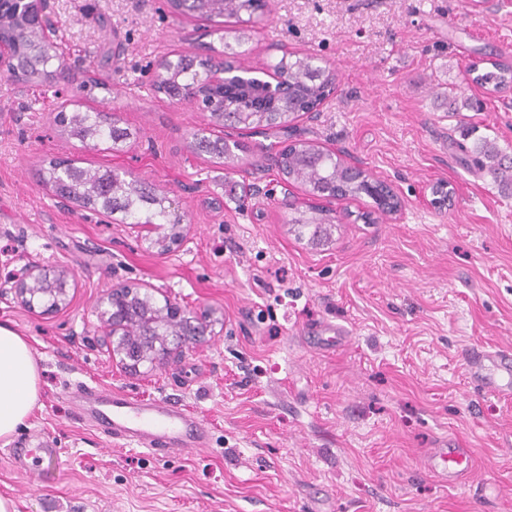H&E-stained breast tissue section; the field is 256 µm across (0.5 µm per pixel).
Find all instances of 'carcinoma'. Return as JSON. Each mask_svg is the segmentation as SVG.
Masks as SVG:
<instances>
[{
  "instance_id": "carcinoma-1",
  "label": "carcinoma",
  "mask_w": 512,
  "mask_h": 512,
  "mask_svg": "<svg viewBox=\"0 0 512 512\" xmlns=\"http://www.w3.org/2000/svg\"><path fill=\"white\" fill-rule=\"evenodd\" d=\"M174 13L191 7L196 16L216 25L224 24L227 18H259L264 14L267 0H168ZM19 38L21 51L12 56V66L26 70L33 83H46L56 75L52 62L61 58L47 41L45 33L28 23L23 12L18 10L16 0H0V39ZM214 63L212 57L187 59L179 57L167 63L162 83L153 87L156 93L180 99L188 93L202 98L209 113L210 124L224 127V114L234 116L235 125L241 130L263 128L272 130L276 124L317 109L333 92L337 75L317 64V58L304 55L293 61H279L275 69L280 72L281 87L270 90L262 79L237 70H228L224 84L202 86L199 81L203 72ZM471 72V81L497 93L512 87V67L500 62H491V68L480 73L478 67ZM58 123L70 135L85 142L87 140L112 141L116 145L126 139V129L117 121L102 118L99 114L74 110L59 111ZM198 149L210 154L224 166H233L238 160L235 151L241 149L238 141L231 143L218 137L211 140L205 136L196 139ZM273 152V160L279 173L287 180L304 185L321 198H356L362 194L374 200L378 211L390 213L395 202L390 188L379 181H370L349 171L340 156L329 152L315 151L308 142L295 144L286 149L275 150V144L267 146ZM473 166L489 177L504 195H512V155L500 148L497 138L479 137L469 150ZM49 181L56 194L66 200L79 203L94 211L121 212L127 224L178 223L170 219L171 211L165 206L166 197L148 193L139 180H125L110 170L101 172L71 164L50 165ZM334 222L329 209H313L308 217L300 216L294 223L312 228L309 240L322 245L329 237L318 235V229L329 227ZM131 309L130 324L126 325L125 350L135 355L141 350L139 336L142 325L149 323L156 313V303L146 295L135 293L128 300Z\"/></svg>"
}]
</instances>
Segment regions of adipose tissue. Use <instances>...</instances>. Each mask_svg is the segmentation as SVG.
Segmentation results:
<instances>
[{"label": "adipose tissue", "instance_id": "adipose-tissue-1", "mask_svg": "<svg viewBox=\"0 0 512 512\" xmlns=\"http://www.w3.org/2000/svg\"><path fill=\"white\" fill-rule=\"evenodd\" d=\"M39 398V374L32 349L10 325L0 324V439L24 426Z\"/></svg>", "mask_w": 512, "mask_h": 512}]
</instances>
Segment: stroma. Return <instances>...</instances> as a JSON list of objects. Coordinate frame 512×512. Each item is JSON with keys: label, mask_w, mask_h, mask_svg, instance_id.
Wrapping results in <instances>:
<instances>
[{"label": "stroma", "mask_w": 512, "mask_h": 512, "mask_svg": "<svg viewBox=\"0 0 512 512\" xmlns=\"http://www.w3.org/2000/svg\"><path fill=\"white\" fill-rule=\"evenodd\" d=\"M65 51L47 88L0 75V276L28 264L75 274L70 303L42 314L0 295V323L29 341L39 401L0 439V497L16 512H512V400L473 391L460 358L471 343L512 344V197L464 162L470 126L512 147V90L487 95L468 66L512 61V0H269L261 20L206 21L165 0H48ZM242 64L265 70L283 43L338 73L304 139L342 148L404 200L366 224L368 196L332 201L331 241L297 238L291 219L315 200L234 199V185L277 173L245 138V164L224 169L189 146L206 127L195 103L154 93L157 65L223 49L237 29ZM111 95L88 99L84 81ZM463 87L480 111L449 115ZM118 115L129 137L91 148L61 131L60 110ZM128 173L167 191L187 226L171 250L154 234L56 196L49 160ZM448 182L453 202L431 205ZM117 284L148 289L194 314L207 332L157 366L125 368L97 316ZM340 326V343L312 332ZM146 404L172 398L203 420L207 444L158 456L102 432L76 387ZM474 452L466 483L421 469L445 435ZM61 459L16 470L13 446L43 442Z\"/></svg>", "instance_id": "35a3bbf8"}]
</instances>
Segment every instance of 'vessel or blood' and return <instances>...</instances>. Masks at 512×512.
Returning <instances> with one entry per match:
<instances>
[{
	"label": "vessel or blood",
	"mask_w": 512,
	"mask_h": 512,
	"mask_svg": "<svg viewBox=\"0 0 512 512\" xmlns=\"http://www.w3.org/2000/svg\"><path fill=\"white\" fill-rule=\"evenodd\" d=\"M468 384L497 398H512V347L474 345L464 353ZM112 412L102 415L99 424L113 437L127 438L147 450L171 455L196 449L205 442V429L189 420L167 399L140 405L122 395L113 396ZM471 449L459 447L455 438L438 442L422 462L424 473L451 484L467 480L472 468Z\"/></svg>",
	"instance_id": "vessel-or-blood-1"
}]
</instances>
